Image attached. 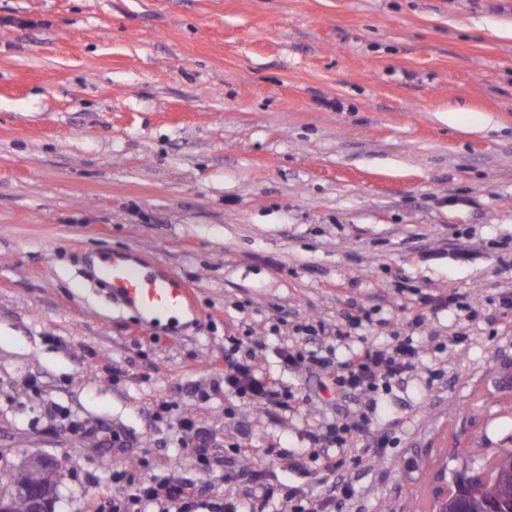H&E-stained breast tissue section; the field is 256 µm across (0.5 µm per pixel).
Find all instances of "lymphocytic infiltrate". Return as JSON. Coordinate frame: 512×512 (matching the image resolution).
I'll return each mask as SVG.
<instances>
[{"label": "lymphocytic infiltrate", "mask_w": 512, "mask_h": 512, "mask_svg": "<svg viewBox=\"0 0 512 512\" xmlns=\"http://www.w3.org/2000/svg\"><path fill=\"white\" fill-rule=\"evenodd\" d=\"M417 364L418 352L409 339H396L384 349L365 342L338 366L336 389L344 397L354 398L404 380ZM224 384L255 403L264 405L270 400L268 379L229 355L224 358ZM369 426L368 417L363 415L349 423L329 425L323 432H310L309 437L323 453H334L340 460L348 459L358 466L363 464L364 458L353 454L354 443L347 434L366 431ZM190 451L198 464L201 481L148 475L134 482L129 500L115 499L102 504L92 498L88 501L87 512H150L155 505L161 506L163 512H199L204 504L209 505V512H267L268 505L274 501L294 503V512H336L342 501L351 499L355 493L353 484L346 481L338 486L329 485L324 494L313 496L297 486L268 482L263 469H234L236 459L250 454L249 449L239 444L224 459L229 466L225 477L245 487L248 502L243 505L230 499L210 503L206 500L208 486L204 476L211 468V453L196 445L191 446Z\"/></svg>", "instance_id": "f902f5d3"}]
</instances>
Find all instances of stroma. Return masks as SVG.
I'll return each mask as SVG.
<instances>
[{
    "label": "stroma",
    "instance_id": "35a3bbf8",
    "mask_svg": "<svg viewBox=\"0 0 512 512\" xmlns=\"http://www.w3.org/2000/svg\"><path fill=\"white\" fill-rule=\"evenodd\" d=\"M100 251L153 258L197 317L146 327ZM507 292L512 0H0V474L57 458L56 512L140 464L198 480V441L211 500L242 495L235 443L320 493L335 363L394 336L420 364L375 393L395 444L342 512H432L441 474L512 448ZM234 340L298 415L225 391Z\"/></svg>",
    "mask_w": 512,
    "mask_h": 512
}]
</instances>
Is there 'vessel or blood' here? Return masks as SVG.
<instances>
[{
	"label": "vessel or blood",
	"instance_id": "obj_1",
	"mask_svg": "<svg viewBox=\"0 0 512 512\" xmlns=\"http://www.w3.org/2000/svg\"><path fill=\"white\" fill-rule=\"evenodd\" d=\"M92 268L96 277L109 285L113 299L139 312L147 324L190 306L189 289L143 258L101 251L96 253Z\"/></svg>",
	"mask_w": 512,
	"mask_h": 512
}]
</instances>
